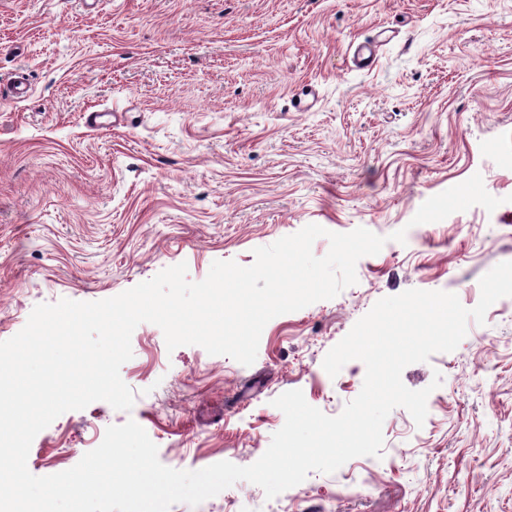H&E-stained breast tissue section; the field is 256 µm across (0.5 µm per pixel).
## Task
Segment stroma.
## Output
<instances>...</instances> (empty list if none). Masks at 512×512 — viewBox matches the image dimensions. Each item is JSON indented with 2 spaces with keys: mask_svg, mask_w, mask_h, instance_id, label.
Returning a JSON list of instances; mask_svg holds the SVG:
<instances>
[{
  "mask_svg": "<svg viewBox=\"0 0 512 512\" xmlns=\"http://www.w3.org/2000/svg\"><path fill=\"white\" fill-rule=\"evenodd\" d=\"M383 28L396 37L376 66L352 69L351 43ZM104 110L111 128L94 127ZM475 174L494 211L392 241ZM309 224L387 242L356 284L269 322L250 366L168 350L139 324L120 369L132 409L60 415L31 445L33 475L72 468L129 420L168 467L251 465L284 424L280 394L335 416L360 393L361 361L332 377L323 360L379 299L464 283L476 306L485 270L512 261V0H0V341L38 304L110 298L181 262L198 282ZM437 372L424 424L395 408L381 457L271 500L240 481L170 512H512V302L402 381L430 388Z\"/></svg>",
  "mask_w": 512,
  "mask_h": 512,
  "instance_id": "obj_1",
  "label": "stroma"
}]
</instances>
